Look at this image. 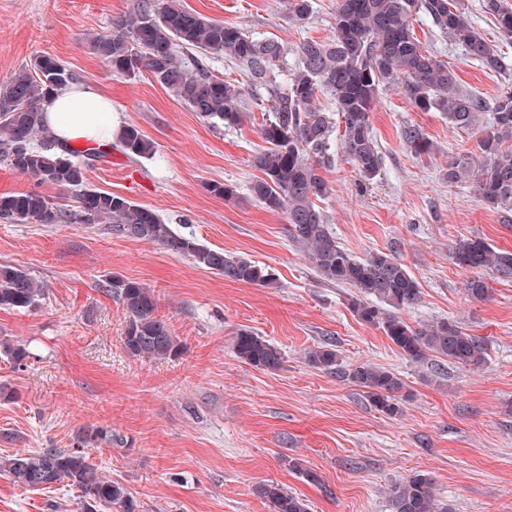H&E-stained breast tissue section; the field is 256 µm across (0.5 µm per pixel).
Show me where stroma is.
<instances>
[{
	"label": "stroma",
	"mask_w": 512,
	"mask_h": 512,
	"mask_svg": "<svg viewBox=\"0 0 512 512\" xmlns=\"http://www.w3.org/2000/svg\"><path fill=\"white\" fill-rule=\"evenodd\" d=\"M136 0H0V83L43 55L100 88L122 124L153 142L150 159L98 163L92 186L155 210L176 231L266 267L268 287L238 284L189 258L90 224L0 222V264L19 265L45 289L38 307L0 310V341L25 345L17 368L0 356V456L72 447L86 426L111 428L116 444L88 449L106 477L122 482L139 512H271L257 486L275 482L306 499L310 512H390L388 488L430 475L451 512H512V282L485 274L490 296L466 295L468 271L450 258L459 238L512 252L502 224L467 186H448L449 156L474 149L467 131L438 112H419L385 85L372 114L382 156L367 189L343 155L324 170L330 192L319 206L337 241L353 255L389 251L420 284L401 310L409 324L452 319L488 346L476 369L437 357L403 359L385 333L361 323L354 290L316 276L287 237L286 216L251 195L252 165L266 143L252 107L241 126L216 128L148 73L113 75L90 38L111 30ZM305 25L286 18L282 0H181L186 9L288 45L331 37L336 0H315ZM472 21L507 65L488 73L428 22L415 31L460 77L459 87L494 99L512 83V42L481 0H465ZM419 126L438 148L412 155L400 139ZM237 198L212 195V182ZM119 275L154 292L156 314L182 344L176 357L134 355L125 347L126 313L104 287ZM264 336L285 354L262 371L236 358L239 330ZM335 344L339 370L312 368L305 349ZM399 374L402 412L375 410L346 377L359 363ZM300 469H293V462ZM75 490L30 491L0 475V512H75Z\"/></svg>",
	"instance_id": "1"
}]
</instances>
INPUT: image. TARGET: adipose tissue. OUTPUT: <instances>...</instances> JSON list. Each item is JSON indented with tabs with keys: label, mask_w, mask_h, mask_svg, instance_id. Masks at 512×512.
Returning a JSON list of instances; mask_svg holds the SVG:
<instances>
[{
	"label": "adipose tissue",
	"mask_w": 512,
	"mask_h": 512,
	"mask_svg": "<svg viewBox=\"0 0 512 512\" xmlns=\"http://www.w3.org/2000/svg\"><path fill=\"white\" fill-rule=\"evenodd\" d=\"M48 133L70 146L111 140L121 120L99 89L74 84L44 105Z\"/></svg>",
	"instance_id": "obj_1"
}]
</instances>
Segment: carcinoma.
<instances>
[{
	"label": "carcinoma",
	"instance_id": "carcinoma-1",
	"mask_svg": "<svg viewBox=\"0 0 512 512\" xmlns=\"http://www.w3.org/2000/svg\"><path fill=\"white\" fill-rule=\"evenodd\" d=\"M287 18L303 25L314 12L315 0H283ZM501 34L512 38V3L483 0ZM425 17L431 27L463 48L488 71L503 70L502 55L472 24L463 0H336L334 35L313 39L295 49L297 63L288 67V46L275 38L259 39L243 27L210 19L184 9L179 0H138L110 31L95 34L91 48L116 76L147 71L178 100L215 127L240 125L245 91L214 76L203 60L217 56L242 67L250 91L262 96L268 117L261 134L268 143L253 160L262 172L250 191L265 209L286 215V232L324 282L355 289L350 307L363 323L382 329L404 359L419 363L436 354L462 367L481 366L485 341L451 319L417 326L398 311L415 304L420 285L391 253L357 257L331 234L316 201L329 186L323 170L340 148L357 175L362 191L380 171V154L373 139L371 118L384 84L401 88L420 112H440L448 124L476 136V148L457 153L442 168L444 182L469 185L479 200L512 224V86L489 102L459 91L457 73L421 45L414 21ZM77 81L76 75L51 56L37 58L0 85V162L74 194L77 210L54 205L37 191L0 197V220L16 224L78 223L102 225L116 237L146 241L165 251L192 259L202 269L234 283L267 286L272 277L255 262L201 244L178 233L153 209L122 196L90 187L87 168L116 148L130 159H149L154 145L134 125L122 127L116 142L82 152L51 138L46 132L42 104ZM325 96L336 113L318 105ZM401 140L417 157H433L437 147L418 126L407 124ZM451 259L475 273L465 283L473 299L488 297L479 273L512 281V253L500 252L481 239H460L450 248ZM106 290L127 315L126 348L135 355L176 357L181 345L155 315L157 300L143 284L114 276ZM45 295L30 274L18 265L0 266V309L35 308ZM234 353L244 363L266 371L281 368L284 355L257 333L242 329L234 337ZM0 354L21 367L27 349L5 340ZM316 369L337 371L338 356L331 343L304 352ZM346 376L363 389L379 411L396 416L401 407V378L387 368L360 363ZM112 443V430L101 426L80 429L74 446L43 448L0 457V474L27 490H48L64 483L80 493L79 512L120 508L138 512L127 487L103 476L88 461L85 449ZM271 512H309L304 499L278 483L258 487ZM391 512H450L436 497L433 480L413 474L390 486Z\"/></svg>",
	"mask_w": 512,
	"mask_h": 512
}]
</instances>
